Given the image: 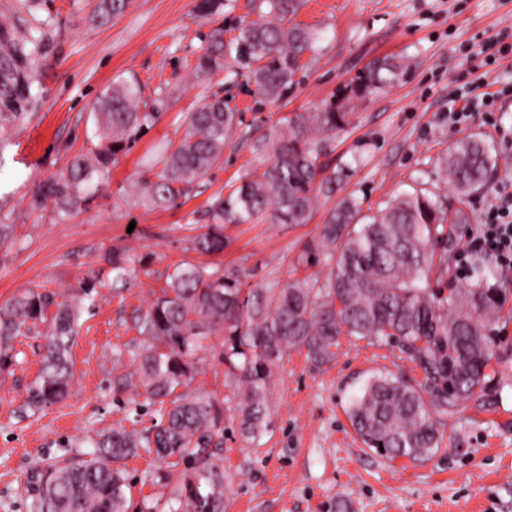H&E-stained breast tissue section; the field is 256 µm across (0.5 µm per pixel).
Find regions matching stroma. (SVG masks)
<instances>
[{"label": "stroma", "mask_w": 512, "mask_h": 512, "mask_svg": "<svg viewBox=\"0 0 512 512\" xmlns=\"http://www.w3.org/2000/svg\"><path fill=\"white\" fill-rule=\"evenodd\" d=\"M97 0H0V23L40 28L47 49L39 61V98L22 121L0 126V217L17 246L0 249V305L37 286L55 301L80 281L96 278L100 295L83 313L71 350L72 391L63 403L27 410L38 377L44 326L16 343L17 361L0 373V512H27L24 483L42 460L89 451L96 432L118 425L152 426L156 414L112 398V356L131 362L142 340L132 327L175 264L217 262L249 286L283 287L302 248L318 238L334 199L348 195L378 209L413 189L451 188L437 161L467 135L495 149L487 188L468 203L472 224L483 223L504 187L512 186V0H302L297 22L322 32L313 62L286 98L272 102L226 72L205 78L192 70L209 26L200 0H130L102 20ZM384 57L403 65L399 79L356 103L350 125L337 132L328 166L347 167L334 199L320 200L311 223L228 224L227 245L210 256L188 250L187 226L206 222L210 203L230 192L254 164V141L279 117L315 110ZM144 85L148 107L160 114L131 151L111 168L93 202L59 217L53 206L32 209L39 184L88 149L93 106L120 77ZM484 82L496 96L492 113L465 124L448 122V95ZM217 94L239 112L241 131L224 148V165L199 179L188 200L158 207L144 200L139 175L153 149L180 140L184 113ZM135 261L126 283L113 284L111 258ZM491 383L479 400L440 414L443 435L431 458L388 459L367 448L346 415L352 396L372 376L422 371L398 348L342 339L336 358L313 367L292 352L274 377L267 434L258 441L224 432V469L234 482L226 512H512V296L497 325ZM216 352L204 354L197 388L234 400L236 386Z\"/></svg>", "instance_id": "35a3bbf8"}]
</instances>
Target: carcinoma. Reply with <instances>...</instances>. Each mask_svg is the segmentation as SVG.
Wrapping results in <instances>:
<instances>
[{
    "instance_id": "1",
    "label": "carcinoma",
    "mask_w": 512,
    "mask_h": 512,
    "mask_svg": "<svg viewBox=\"0 0 512 512\" xmlns=\"http://www.w3.org/2000/svg\"><path fill=\"white\" fill-rule=\"evenodd\" d=\"M129 0H98L100 18L122 14ZM300 0H260L256 18L244 22L230 41L224 24L210 30L194 70L211 75L224 61L239 64L257 94L281 99L305 68L304 55H316L320 34L294 21ZM43 38L0 24V122L28 114L35 95L33 65ZM402 64L384 60L370 66L339 99L315 112H290L280 118L255 151L268 154L227 196L206 212L203 231L187 237L191 250L224 251V225L256 224L271 216L280 224H308L318 199L330 197L347 177L345 169L324 175L332 136L351 121L355 103L393 83ZM139 80L118 79L94 106L95 141L75 155L32 197L35 208L54 202L70 215L86 207L107 185L110 166L128 153L160 117L141 112ZM240 123L222 98H204L185 115L179 142L158 149L144 165L140 189L154 205L166 206L189 195L197 180L224 164V145ZM442 172L460 206L421 189L402 193L373 213L354 196L342 198L326 215L319 238L307 242L306 263L325 255L329 272L291 278L281 288H249L234 270L219 264L181 263L174 267L153 302L137 311L133 329L143 338L133 355L134 370L112 376V394H131L141 407H159L160 420L144 434L114 428L90 440L92 451L65 460L49 459L33 475L28 512H129L131 489L125 461L139 449L162 462L146 479L168 491L169 512H224L232 475L224 471L225 421L235 422L246 440L269 429L275 371L295 350L321 367L336 358L343 336L381 341L399 348L422 369L412 383L396 375L370 378L346 414L368 448L394 460L425 459L439 448L434 411L468 402L490 382L495 326L505 289L480 258L451 297L432 280L448 273V252L458 244L459 226L469 223L463 206L487 186L495 158L475 135L448 149ZM135 269L125 254H112L113 282L123 283ZM97 281L80 283L75 302L57 304L28 288L0 306V373L16 362L14 341L31 327L45 325L42 365L28 388L27 406L38 411L70 393V343L81 311L95 305ZM224 335L219 359L237 385L236 403L225 405L191 388L198 355L213 351L209 340Z\"/></svg>"
}]
</instances>
